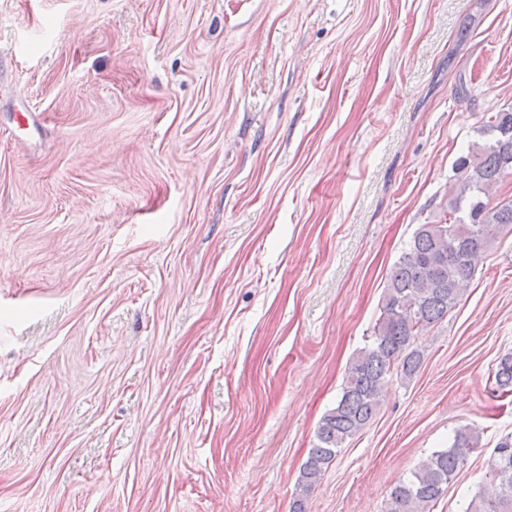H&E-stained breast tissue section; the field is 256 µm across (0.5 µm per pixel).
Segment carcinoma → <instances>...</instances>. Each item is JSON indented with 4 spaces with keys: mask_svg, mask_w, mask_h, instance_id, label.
Instances as JSON below:
<instances>
[{
    "mask_svg": "<svg viewBox=\"0 0 512 512\" xmlns=\"http://www.w3.org/2000/svg\"><path fill=\"white\" fill-rule=\"evenodd\" d=\"M481 134L486 141L457 162L458 186L443 212L444 223L419 225L391 267L373 335L350 359L340 399L318 424L290 512H306L307 495L343 444L372 421L393 375L410 380L419 371L418 337L448 317L474 277L479 256L512 227V199L495 204L481 199L512 174V108L490 115ZM495 380L502 393L512 392V353L501 357ZM480 443L476 429H457L450 447L433 452L410 478L391 488L385 512H433ZM491 471L490 488L461 512H512V433L497 443Z\"/></svg>",
    "mask_w": 512,
    "mask_h": 512,
    "instance_id": "cac0c4a2",
    "label": "carcinoma"
}]
</instances>
